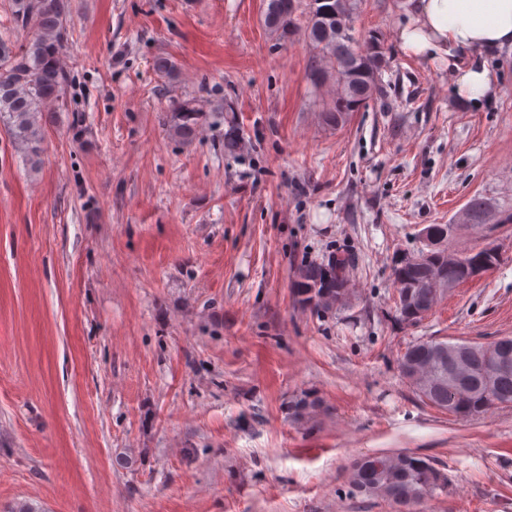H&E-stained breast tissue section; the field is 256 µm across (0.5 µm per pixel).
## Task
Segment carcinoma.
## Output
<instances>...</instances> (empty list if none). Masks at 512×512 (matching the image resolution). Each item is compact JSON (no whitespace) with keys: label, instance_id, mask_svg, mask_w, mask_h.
Segmentation results:
<instances>
[{"label":"carcinoma","instance_id":"obj_1","mask_svg":"<svg viewBox=\"0 0 512 512\" xmlns=\"http://www.w3.org/2000/svg\"><path fill=\"white\" fill-rule=\"evenodd\" d=\"M359 0H324L325 14H314L313 3L306 4L304 37L316 52L309 71L316 87L328 82L336 86V97L323 108L325 119L338 123L347 112H354L372 98L378 88L385 64L378 39L374 36L358 42L353 23ZM301 0H269L264 23L273 33L286 38L297 30L295 13ZM67 0H12L11 24L17 32H27L26 43L15 45L0 38V117L6 122L15 144L25 154L31 167L40 164L42 130L40 117L45 105L62 97L69 73L62 61L67 41ZM205 104L187 99L170 112V130L180 139H194L201 126ZM488 204L474 197L463 211V221L474 228L484 224ZM480 263L484 271L500 264L498 251L489 246L468 252L448 250L446 262H423L405 274L413 292V301L428 314L445 297V290L435 287L436 280L448 282L454 289L468 281L467 269ZM349 259L332 256L327 262L309 263L299 273L301 303L312 300L310 288L324 285L336 270L348 272ZM425 355L433 363L423 371L424 389L414 390L419 399L432 407L448 410L460 418H469L498 405L512 404V369L502 370L498 361L512 358V338L491 342L463 339L419 340L409 345L399 359V370L408 377L409 369ZM464 364V372L450 376L448 357ZM457 390L448 403V385ZM410 453L387 452L358 459L349 475L351 494L368 500H382L395 512H416L426 500L448 489V477L436 464L424 457H414L408 465L401 456Z\"/></svg>","mask_w":512,"mask_h":512}]
</instances>
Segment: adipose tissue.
I'll return each instance as SVG.
<instances>
[{
	"mask_svg": "<svg viewBox=\"0 0 512 512\" xmlns=\"http://www.w3.org/2000/svg\"><path fill=\"white\" fill-rule=\"evenodd\" d=\"M407 13L396 32L403 54L447 65L458 103L481 110L497 92L488 56L512 50V0H408Z\"/></svg>",
	"mask_w": 512,
	"mask_h": 512,
	"instance_id": "ef3b65f1",
	"label": "adipose tissue"
}]
</instances>
